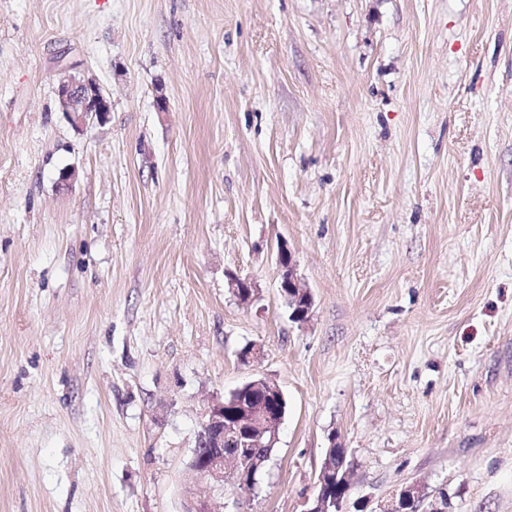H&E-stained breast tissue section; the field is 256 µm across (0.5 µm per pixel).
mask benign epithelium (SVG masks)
<instances>
[{
  "label": "benign epithelium",
  "instance_id": "1",
  "mask_svg": "<svg viewBox=\"0 0 512 512\" xmlns=\"http://www.w3.org/2000/svg\"><path fill=\"white\" fill-rule=\"evenodd\" d=\"M57 96L60 110L66 113L72 123L79 127L90 120L104 121L111 112V102L101 87L91 81L74 76H63L58 81ZM278 266L280 269V293L290 310L289 318L295 323L307 322L314 305L313 294L304 278L298 274L297 264L286 246L278 248ZM229 288L244 305H251L256 300V284L249 279L231 277ZM262 393L276 394V401L270 403L261 399L236 422L224 420V402L213 403L202 421V435L199 445L216 449L211 455L198 462L191 463V468L212 488L224 489V436L229 432H240L248 428L247 435L254 437V443L260 447H272L278 439V431L285 417V399L280 388L273 382L259 378L251 381ZM349 472L339 473V469L322 468L316 483L317 493L312 506L306 512H336V499L325 493L326 487L333 481H348ZM184 512H215L213 499L194 492L187 497Z\"/></svg>",
  "mask_w": 512,
  "mask_h": 512
}]
</instances>
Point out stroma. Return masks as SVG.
<instances>
[{
	"label": "stroma",
	"mask_w": 512,
	"mask_h": 512,
	"mask_svg": "<svg viewBox=\"0 0 512 512\" xmlns=\"http://www.w3.org/2000/svg\"><path fill=\"white\" fill-rule=\"evenodd\" d=\"M253 377L289 411L219 512H306L333 443L344 512H512V0H0V512H182ZM58 103L76 126L96 119L104 121L111 111V102L99 85L75 76H63L58 81ZM277 256L280 269L279 288L288 309L291 310L289 318L295 323H306L312 314L313 294L304 278L298 274L297 264L290 250L281 244ZM285 288H288V292ZM301 300L304 304L298 305ZM294 303L297 305L295 306Z\"/></svg>",
	"instance_id": "35a3bbf8"
}]
</instances>
